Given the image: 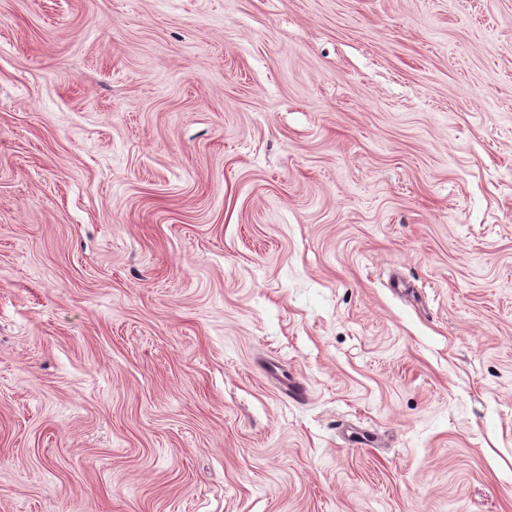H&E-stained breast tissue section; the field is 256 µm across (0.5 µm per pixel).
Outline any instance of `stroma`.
<instances>
[{"instance_id":"1","label":"stroma","mask_w":512,"mask_h":512,"mask_svg":"<svg viewBox=\"0 0 512 512\" xmlns=\"http://www.w3.org/2000/svg\"><path fill=\"white\" fill-rule=\"evenodd\" d=\"M0 512H512V0H0Z\"/></svg>"}]
</instances>
